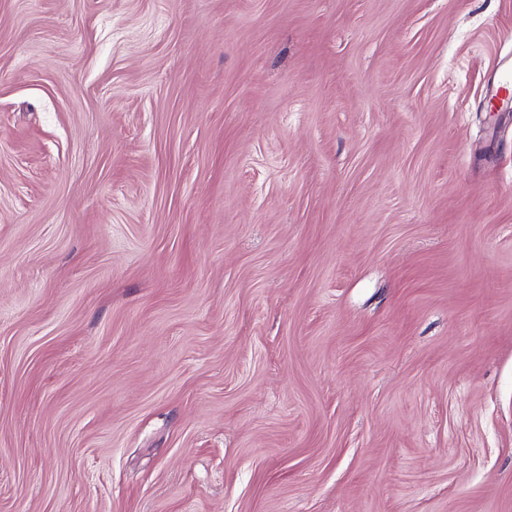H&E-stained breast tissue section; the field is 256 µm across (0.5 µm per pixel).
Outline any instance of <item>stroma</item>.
Here are the masks:
<instances>
[{
	"label": "stroma",
	"instance_id": "1",
	"mask_svg": "<svg viewBox=\"0 0 512 512\" xmlns=\"http://www.w3.org/2000/svg\"><path fill=\"white\" fill-rule=\"evenodd\" d=\"M512 0H0V512H512ZM498 69V72L490 82V92L492 99H497L500 103V107L504 111H509L512 107V66L504 61L500 64Z\"/></svg>",
	"mask_w": 512,
	"mask_h": 512
}]
</instances>
